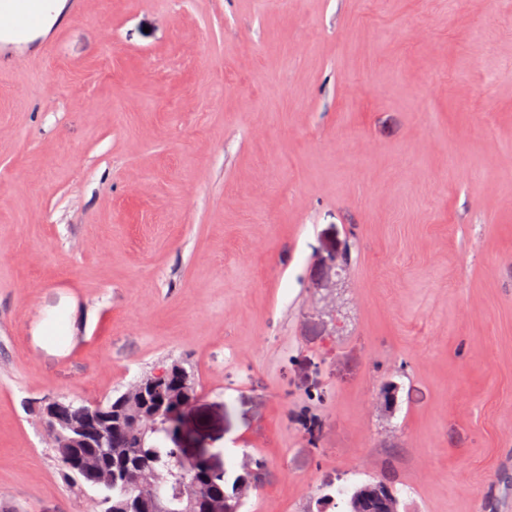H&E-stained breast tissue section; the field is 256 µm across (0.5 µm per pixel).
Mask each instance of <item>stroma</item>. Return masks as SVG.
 Here are the masks:
<instances>
[{"label":"stroma","mask_w":512,"mask_h":512,"mask_svg":"<svg viewBox=\"0 0 512 512\" xmlns=\"http://www.w3.org/2000/svg\"><path fill=\"white\" fill-rule=\"evenodd\" d=\"M80 9L0 53V512H90L36 402L173 360L250 512H512V0ZM397 497L396 493L392 491ZM393 496L383 483H370L359 487L352 496V507L354 512H361L368 509L373 503L381 502L384 512H400L399 501ZM400 500V499H399ZM363 512H378L375 509H368Z\"/></svg>","instance_id":"35a3bbf8"}]
</instances>
